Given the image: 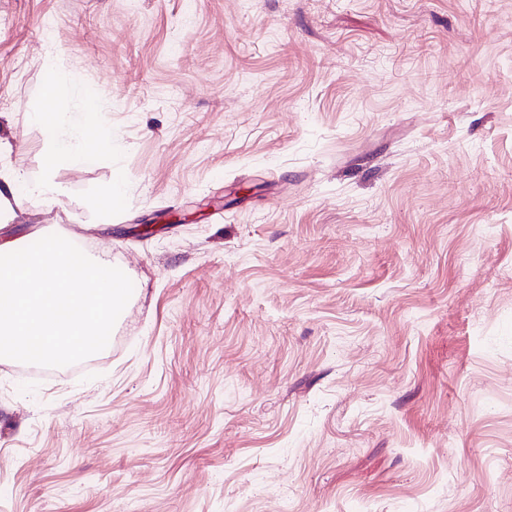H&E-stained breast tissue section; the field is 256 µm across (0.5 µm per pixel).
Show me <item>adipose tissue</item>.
Here are the masks:
<instances>
[{
    "mask_svg": "<svg viewBox=\"0 0 512 512\" xmlns=\"http://www.w3.org/2000/svg\"><path fill=\"white\" fill-rule=\"evenodd\" d=\"M63 93V87L55 74H47L42 91L43 106L31 115L32 121L42 126L50 150L45 161L44 175L31 184L30 191L50 205L57 201L58 189L51 180V174L58 161L85 160L89 154L88 148L92 145L100 151L112 148L111 137L101 135L94 140L89 137V120L100 109L98 99L86 95L74 109L62 111L57 104Z\"/></svg>",
    "mask_w": 512,
    "mask_h": 512,
    "instance_id": "ef3b65f1",
    "label": "adipose tissue"
}]
</instances>
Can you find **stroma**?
I'll use <instances>...</instances> for the list:
<instances>
[{
    "mask_svg": "<svg viewBox=\"0 0 512 512\" xmlns=\"http://www.w3.org/2000/svg\"><path fill=\"white\" fill-rule=\"evenodd\" d=\"M50 69L112 148L0 239L134 289L0 360V512H512V0H0V174Z\"/></svg>",
    "mask_w": 512,
    "mask_h": 512,
    "instance_id": "obj_1",
    "label": "stroma"
}]
</instances>
